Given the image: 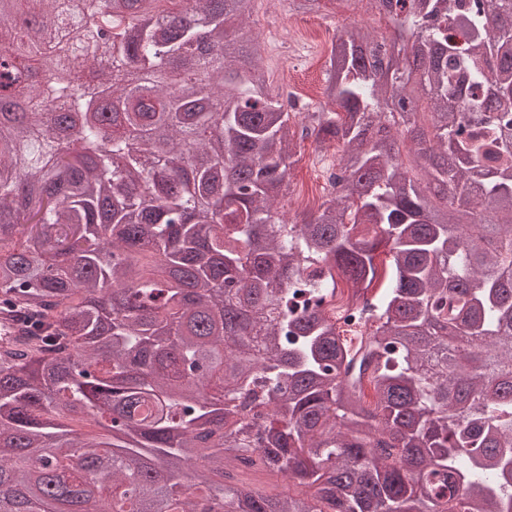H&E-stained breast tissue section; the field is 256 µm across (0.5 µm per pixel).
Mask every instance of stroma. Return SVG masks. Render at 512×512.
I'll list each match as a JSON object with an SVG mask.
<instances>
[{
	"label": "stroma",
	"mask_w": 512,
	"mask_h": 512,
	"mask_svg": "<svg viewBox=\"0 0 512 512\" xmlns=\"http://www.w3.org/2000/svg\"><path fill=\"white\" fill-rule=\"evenodd\" d=\"M252 26L262 47L270 94L307 100L323 87L325 62L337 31L360 27L380 37L390 36V21L368 9L366 0H319L312 9L295 11L291 0H257ZM341 145L301 142L290 170V190L278 211L291 222L304 209L321 203L328 193V169L339 158Z\"/></svg>",
	"instance_id": "35a3bbf8"
}]
</instances>
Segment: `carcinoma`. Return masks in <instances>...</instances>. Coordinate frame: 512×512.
I'll return each instance as SVG.
<instances>
[{"instance_id":"carcinoma-1","label":"carcinoma","mask_w":512,"mask_h":512,"mask_svg":"<svg viewBox=\"0 0 512 512\" xmlns=\"http://www.w3.org/2000/svg\"><path fill=\"white\" fill-rule=\"evenodd\" d=\"M368 2L298 134L255 0H0V512H512V0ZM307 137L346 152L290 224ZM246 478L272 495L284 496L288 495V492L290 494H297L306 490L305 487L289 481L288 478L280 473H271L262 469L251 472Z\"/></svg>"}]
</instances>
